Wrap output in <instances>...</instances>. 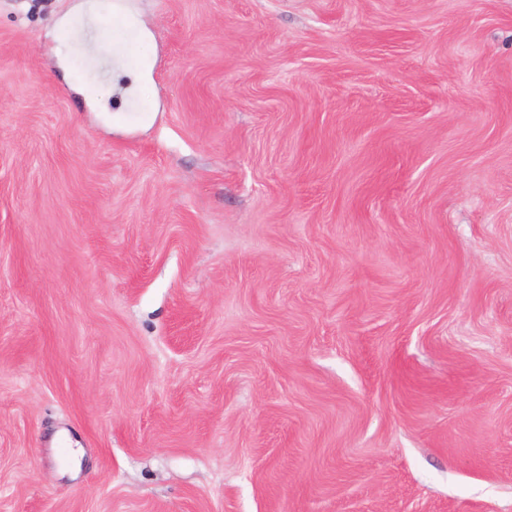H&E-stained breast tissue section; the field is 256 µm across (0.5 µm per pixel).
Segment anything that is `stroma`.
I'll use <instances>...</instances> for the list:
<instances>
[{
  "mask_svg": "<svg viewBox=\"0 0 512 512\" xmlns=\"http://www.w3.org/2000/svg\"><path fill=\"white\" fill-rule=\"evenodd\" d=\"M0 512H512V0H0Z\"/></svg>",
  "mask_w": 512,
  "mask_h": 512,
  "instance_id": "stroma-1",
  "label": "stroma"
}]
</instances>
